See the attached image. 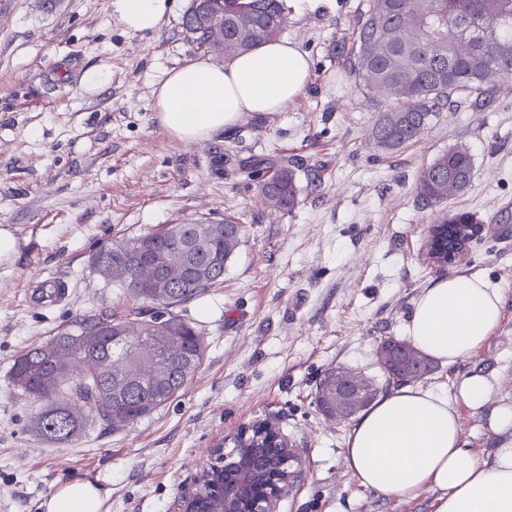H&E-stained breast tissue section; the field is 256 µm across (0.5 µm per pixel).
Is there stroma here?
<instances>
[{"instance_id": "1", "label": "stroma", "mask_w": 512, "mask_h": 512, "mask_svg": "<svg viewBox=\"0 0 512 512\" xmlns=\"http://www.w3.org/2000/svg\"><path fill=\"white\" fill-rule=\"evenodd\" d=\"M368 0H287L282 39L311 62L306 89L279 112L246 116L231 134L184 144L159 127L154 90L203 54L181 25L190 0L153 34L124 29L111 0H8L0 9V512H44L80 479L106 495L104 512H178L207 450L259 418L279 424L305 459L280 512H435L437 491L384 496L347 470L351 420L326 417L315 390L341 367L380 378L378 343L404 338L415 301L438 278L485 276L502 319L457 365H436L422 387L454 396L463 375L493 381L490 406L512 404V83L480 112L439 113L424 134L385 155L372 143L375 98L350 72L352 33ZM469 149L474 179L437 207H420V169L448 147ZM294 169L298 204L258 196L254 160ZM478 232L454 264L426 259L441 213ZM243 226L222 283L177 311L204 332L186 388L150 417L89 427L74 443L42 440L36 398L14 386L17 356L76 317L154 306L107 284L94 253L112 239L165 224ZM67 284L59 304H34L29 282Z\"/></svg>"}]
</instances>
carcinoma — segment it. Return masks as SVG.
<instances>
[{
    "instance_id": "obj_1",
    "label": "carcinoma",
    "mask_w": 512,
    "mask_h": 512,
    "mask_svg": "<svg viewBox=\"0 0 512 512\" xmlns=\"http://www.w3.org/2000/svg\"><path fill=\"white\" fill-rule=\"evenodd\" d=\"M224 6V55L234 57L276 39L283 30L287 0H215ZM182 25L201 30L198 48L208 52L204 16L195 4ZM512 0H369L353 40L358 86L380 94L373 128L375 148L393 153L417 141L436 113L459 99L475 108L493 90L512 82ZM474 177L470 151L455 146L439 154L417 176L423 206H438L464 192ZM259 196L286 210L298 204L293 170L279 168L258 182ZM448 249L461 255L470 236H456L467 216L441 215ZM169 224L115 239L94 260L124 266L135 262L136 285L120 281L137 299L159 306L149 316L106 311L74 320L38 348L19 355L11 367L14 385L42 402L33 421L44 440L66 445L95 423L112 428L151 416L183 390L204 356L203 333L173 308L199 297L224 278V266L241 243V225L230 218L207 225ZM126 332L114 336L109 328ZM383 383L364 380L367 407L384 391L429 372L424 356L397 357L380 365Z\"/></svg>"
}]
</instances>
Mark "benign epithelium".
I'll return each mask as SVG.
<instances>
[{
	"instance_id": "benign-epithelium-1",
	"label": "benign epithelium",
	"mask_w": 512,
	"mask_h": 512,
	"mask_svg": "<svg viewBox=\"0 0 512 512\" xmlns=\"http://www.w3.org/2000/svg\"><path fill=\"white\" fill-rule=\"evenodd\" d=\"M207 25L216 51H224V11L207 13ZM359 378L345 370L333 372L325 399L329 417L347 419L361 409L353 392ZM233 444L225 452L224 444ZM210 463L201 470L195 492L181 500V512H201L200 496L208 499L206 512H279V504L304 472V461L292 441L269 419L256 420L215 445Z\"/></svg>"
}]
</instances>
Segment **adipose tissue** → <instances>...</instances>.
Instances as JSON below:
<instances>
[{
    "label": "adipose tissue",
    "instance_id": "obj_1",
    "mask_svg": "<svg viewBox=\"0 0 512 512\" xmlns=\"http://www.w3.org/2000/svg\"><path fill=\"white\" fill-rule=\"evenodd\" d=\"M177 0H112L124 27L154 33ZM307 53L271 41L221 65L192 61L175 69L155 94L160 125L175 139L198 142L231 132L246 116L278 112L306 88ZM503 294L478 274L437 279L414 304L406 327L424 355L453 366L469 357L500 322ZM492 383L480 373L462 377L454 398L405 386L381 396L347 435L344 460L360 484L412 499L438 490L435 512H512V405L489 415L498 447H465L458 405L485 408ZM99 487L73 480L44 501L45 512H101Z\"/></svg>",
    "mask_w": 512,
    "mask_h": 512
}]
</instances>
